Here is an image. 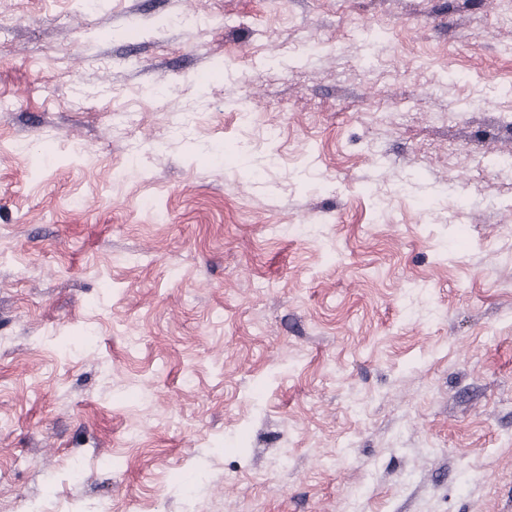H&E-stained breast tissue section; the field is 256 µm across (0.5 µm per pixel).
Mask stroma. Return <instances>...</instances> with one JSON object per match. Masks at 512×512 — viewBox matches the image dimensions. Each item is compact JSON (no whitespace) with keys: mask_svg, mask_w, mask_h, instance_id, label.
Masks as SVG:
<instances>
[{"mask_svg":"<svg viewBox=\"0 0 512 512\" xmlns=\"http://www.w3.org/2000/svg\"><path fill=\"white\" fill-rule=\"evenodd\" d=\"M1 102L0 512H512L488 0H0Z\"/></svg>","mask_w":512,"mask_h":512,"instance_id":"1","label":"stroma"}]
</instances>
